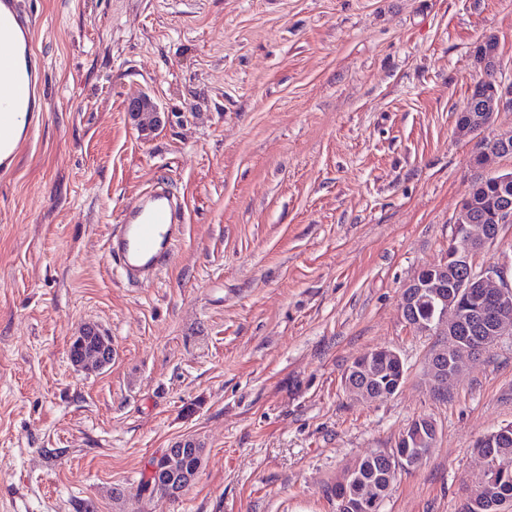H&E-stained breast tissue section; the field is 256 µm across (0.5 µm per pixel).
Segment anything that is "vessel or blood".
Returning a JSON list of instances; mask_svg holds the SVG:
<instances>
[{
    "label": "vessel or blood",
    "instance_id": "1",
    "mask_svg": "<svg viewBox=\"0 0 512 512\" xmlns=\"http://www.w3.org/2000/svg\"><path fill=\"white\" fill-rule=\"evenodd\" d=\"M37 16L25 0H0V174L17 168L47 103L46 67L33 47ZM186 219L182 199L167 181L152 183L124 208L107 239L117 282H154L177 252Z\"/></svg>",
    "mask_w": 512,
    "mask_h": 512
}]
</instances>
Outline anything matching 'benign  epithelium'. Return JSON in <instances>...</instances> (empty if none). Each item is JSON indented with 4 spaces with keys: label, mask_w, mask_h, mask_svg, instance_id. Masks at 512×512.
<instances>
[{
    "label": "benign epithelium",
    "mask_w": 512,
    "mask_h": 512,
    "mask_svg": "<svg viewBox=\"0 0 512 512\" xmlns=\"http://www.w3.org/2000/svg\"><path fill=\"white\" fill-rule=\"evenodd\" d=\"M478 64L488 75L479 86L484 94L475 96L483 102L479 111L468 118L463 133L474 134L483 130L493 120L494 114L504 106H512V85L505 87L493 77L498 61L485 55L477 58ZM508 145L497 139L480 141L474 157L479 167H485L493 158L504 156ZM484 182L493 189V197L474 193L468 188L461 200L454 224L448 258L441 264L421 267L402 297L401 312L404 320L421 334L436 331L448 342L437 345L429 354L426 377L438 396L462 370L464 363L476 355L463 331L477 328L483 336V346L490 348L503 336H512V283H508L502 268L476 271L474 254L493 241L489 225L472 221L474 210L490 207L491 218L497 225L512 223V172L487 175ZM420 296H428L438 303L436 316L423 320L411 312L409 304ZM112 345L101 347V354L74 362L83 369L101 370L110 365ZM389 368L396 374L393 390H398L404 376L401 357L392 350L379 349L367 354V360L359 368V375L345 378L347 391L357 397L375 399L371 381L377 371ZM437 428L433 421L421 418L413 421L399 439L403 448H432L435 445ZM195 451L193 441L186 439L166 449L149 464V471L158 476L171 471L176 460L184 454Z\"/></svg>",
    "instance_id": "1"
}]
</instances>
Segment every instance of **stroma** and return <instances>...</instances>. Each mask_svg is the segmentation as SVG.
Returning a JSON list of instances; mask_svg holds the SVG:
<instances>
[{"label": "stroma", "instance_id": "stroma-1", "mask_svg": "<svg viewBox=\"0 0 512 512\" xmlns=\"http://www.w3.org/2000/svg\"><path fill=\"white\" fill-rule=\"evenodd\" d=\"M50 96L0 176V512H336L355 460L432 419L437 442L380 512H459L473 442L512 423V336L432 395L435 335L401 294L448 256L481 138L456 115L483 73L512 83V0H29ZM155 98L149 136L130 107ZM159 177L187 203L159 282L117 284L105 244ZM87 322L116 355L88 372ZM397 352L391 396H349L363 353ZM182 439L176 499L141 492Z\"/></svg>", "mask_w": 512, "mask_h": 512}]
</instances>
